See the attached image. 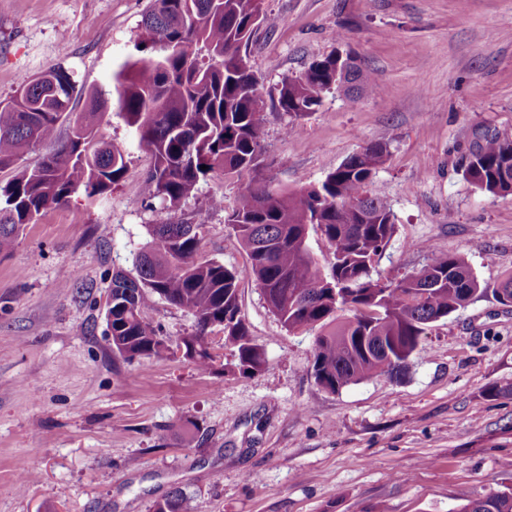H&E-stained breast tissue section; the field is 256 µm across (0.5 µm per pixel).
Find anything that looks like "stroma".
Masks as SVG:
<instances>
[{"instance_id": "35a3bbf8", "label": "stroma", "mask_w": 512, "mask_h": 512, "mask_svg": "<svg viewBox=\"0 0 512 512\" xmlns=\"http://www.w3.org/2000/svg\"><path fill=\"white\" fill-rule=\"evenodd\" d=\"M150 0H0V101L55 65L81 94L107 88L136 50ZM247 50L264 98L322 56L352 54L374 92L331 90L317 112L266 114L271 189L325 179L349 155L386 144L371 192L396 233L374 274L397 280L438 254L464 258L485 294L433 324L395 378L329 392L312 375L317 329L287 331L254 283L241 315L265 352L243 376L231 347L213 371L172 352L132 360L107 339L115 272H132L153 224L206 210L198 256L247 255L226 224L245 182L200 181L179 210L150 197V155L117 108L100 136L126 151L118 185L76 191L0 254V512H152L174 488L191 512H456L512 486V305L494 287L512 271V195L464 175L485 138L512 142V0H265ZM223 206L208 210L211 198ZM170 340L195 318L155 300ZM498 387L492 397L488 387Z\"/></svg>"}]
</instances>
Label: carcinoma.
Returning <instances> with one entry per match:
<instances>
[{
  "label": "carcinoma",
  "mask_w": 512,
  "mask_h": 512,
  "mask_svg": "<svg viewBox=\"0 0 512 512\" xmlns=\"http://www.w3.org/2000/svg\"><path fill=\"white\" fill-rule=\"evenodd\" d=\"M267 20L264 0H153L136 45L151 55L124 64L112 89L89 92L97 109L116 101L134 128L138 146L153 160L147 176L152 198L166 208L177 209L212 173L251 174L239 205L225 219L247 263L228 268L197 259L204 210L177 223L151 225L155 248L136 258V274L112 276V351L127 359L169 353L148 316L157 297L195 317L193 362L200 370L213 368L208 336L217 323L224 343L234 348L240 374L261 372L265 353L240 311L239 285L247 279L287 330L321 329L311 367L321 388L335 392L374 375L398 376L421 350L430 324L487 289L462 257L449 254L396 282L372 278L376 257L395 233L390 205L367 190L387 154L382 144L352 154L304 190L276 191L265 184L267 107L299 118L317 111L334 87H378L355 57L330 54L284 79L278 97L266 105L247 48ZM47 75L0 101V170L32 147L55 145L37 166L0 184V252L45 210L66 203L80 188L89 198L100 196L127 171L125 152L98 135L95 112L56 143L58 124L78 89L61 66ZM464 174L485 192L512 194V142L485 140ZM313 233L332 250L333 262L325 269L311 249ZM153 512H188L186 494L172 490L155 502ZM457 512H512V487L462 504Z\"/></svg>",
  "instance_id": "cac0c4a2"
}]
</instances>
